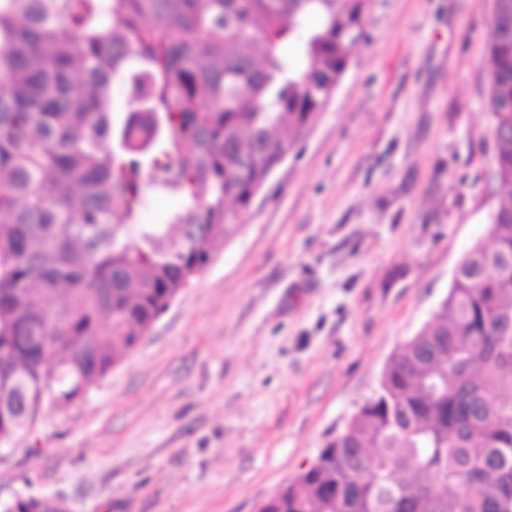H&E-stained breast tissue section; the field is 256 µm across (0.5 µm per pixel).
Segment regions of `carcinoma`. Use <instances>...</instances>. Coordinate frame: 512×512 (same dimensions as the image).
<instances>
[{
    "instance_id": "cac0c4a2",
    "label": "carcinoma",
    "mask_w": 512,
    "mask_h": 512,
    "mask_svg": "<svg viewBox=\"0 0 512 512\" xmlns=\"http://www.w3.org/2000/svg\"><path fill=\"white\" fill-rule=\"evenodd\" d=\"M368 8L0 0V451L44 403L82 399L237 233L365 38ZM486 65L490 243L259 512H512V0H496ZM156 194L178 205L143 224Z\"/></svg>"
}]
</instances>
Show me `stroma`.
<instances>
[{
    "label": "stroma",
    "instance_id": "obj_1",
    "mask_svg": "<svg viewBox=\"0 0 512 512\" xmlns=\"http://www.w3.org/2000/svg\"><path fill=\"white\" fill-rule=\"evenodd\" d=\"M495 0H371L301 140L151 332L0 452V500L255 512L377 390L487 240Z\"/></svg>",
    "mask_w": 512,
    "mask_h": 512
}]
</instances>
